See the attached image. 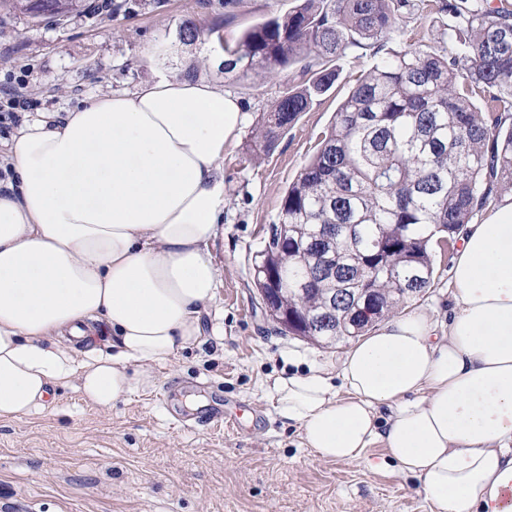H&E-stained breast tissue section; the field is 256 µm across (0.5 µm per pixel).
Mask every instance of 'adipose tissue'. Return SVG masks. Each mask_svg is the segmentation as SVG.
<instances>
[{
    "mask_svg": "<svg viewBox=\"0 0 512 512\" xmlns=\"http://www.w3.org/2000/svg\"><path fill=\"white\" fill-rule=\"evenodd\" d=\"M244 120L210 79L164 75L25 117L0 193V421L74 381L111 408L203 342L224 145ZM451 296L448 322L388 319L338 379L282 376L271 397L317 457L412 477L431 512H512V200L466 226Z\"/></svg>",
    "mask_w": 512,
    "mask_h": 512,
    "instance_id": "1",
    "label": "adipose tissue"
}]
</instances>
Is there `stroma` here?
<instances>
[{"label":"stroma","mask_w":512,"mask_h":512,"mask_svg":"<svg viewBox=\"0 0 512 512\" xmlns=\"http://www.w3.org/2000/svg\"><path fill=\"white\" fill-rule=\"evenodd\" d=\"M59 24H32L0 11V88L15 87L26 111L64 112L156 73L211 79L242 101L247 119L224 147L226 204L212 249L217 298L203 318L202 345L155 368L157 384L101 410L76 385L56 388L44 409L0 422V512H430L414 479L326 461L305 447L297 426L271 401L276 378L323 367L338 375L348 344L281 335L262 305L253 265L277 223L282 198L315 153L356 77L374 62L356 49L337 60L340 76L270 152L254 154L263 112L304 79L301 65L271 74L225 75L226 42L283 15L296 0H120ZM200 30L180 42L185 21ZM445 16L422 9L390 42L444 46ZM434 283L405 313L447 321L454 251L433 250ZM239 410L237 428L215 412Z\"/></svg>","instance_id":"35a3bbf8"}]
</instances>
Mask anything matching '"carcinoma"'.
<instances>
[{"label": "carcinoma", "instance_id": "1", "mask_svg": "<svg viewBox=\"0 0 512 512\" xmlns=\"http://www.w3.org/2000/svg\"><path fill=\"white\" fill-rule=\"evenodd\" d=\"M34 23H61L88 0H0ZM410 0H297L281 17L219 47L237 70L305 62L310 75L263 114L268 152L339 77L353 48L382 50ZM448 48L408 45L356 79L320 147L286 190L278 223L293 242L255 262L288 280L268 306L280 333L348 342L433 286L432 245L449 243L512 191V7L439 0ZM487 104L481 110L474 102Z\"/></svg>", "mask_w": 512, "mask_h": 512}]
</instances>
